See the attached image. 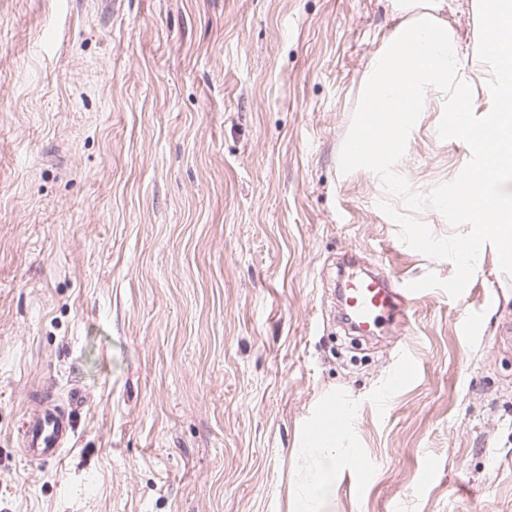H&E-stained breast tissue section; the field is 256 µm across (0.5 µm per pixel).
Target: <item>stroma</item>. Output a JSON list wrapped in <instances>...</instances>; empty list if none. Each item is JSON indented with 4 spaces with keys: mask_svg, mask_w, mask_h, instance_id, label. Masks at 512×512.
Masks as SVG:
<instances>
[{
    "mask_svg": "<svg viewBox=\"0 0 512 512\" xmlns=\"http://www.w3.org/2000/svg\"><path fill=\"white\" fill-rule=\"evenodd\" d=\"M448 22L483 91L470 0ZM395 25L386 0H0V512H292L333 399L372 466L323 459L322 512H512V264L489 244L463 279L447 249L468 147L435 100L387 174L344 163ZM347 252L431 285L354 365ZM75 387L71 451L27 461L28 405Z\"/></svg>",
    "mask_w": 512,
    "mask_h": 512,
    "instance_id": "1",
    "label": "stroma"
}]
</instances>
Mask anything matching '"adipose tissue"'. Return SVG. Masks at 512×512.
<instances>
[{
	"mask_svg": "<svg viewBox=\"0 0 512 512\" xmlns=\"http://www.w3.org/2000/svg\"><path fill=\"white\" fill-rule=\"evenodd\" d=\"M391 13L398 23L373 60L362 84V112H376L388 127L409 133L419 112L425 111L431 99L450 97L448 130L468 125L469 114L475 107L471 86L459 74L462 46L454 30L439 12L448 0H388ZM476 11L482 37L493 51L497 62L512 64V9L501 10L482 0ZM483 124L492 132L485 149L482 185L497 181L505 163H512V71L495 78L485 91L482 107ZM471 223L468 242L473 252H458L449 244L462 271L475 269L485 243L495 244L505 258L512 259V215L482 210L479 200H472L462 210ZM349 427L342 426L329 438L307 432L295 460L296 481L293 512H318L321 498L330 489L333 470L324 468L322 459L336 453L349 452Z\"/></svg>",
	"mask_w": 512,
	"mask_h": 512,
	"instance_id": "ef3b65f1",
	"label": "adipose tissue"
}]
</instances>
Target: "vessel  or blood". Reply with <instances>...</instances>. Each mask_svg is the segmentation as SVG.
I'll list each match as a JSON object with an SVG mask.
<instances>
[{"label": "vessel or blood", "mask_w": 512, "mask_h": 512, "mask_svg": "<svg viewBox=\"0 0 512 512\" xmlns=\"http://www.w3.org/2000/svg\"><path fill=\"white\" fill-rule=\"evenodd\" d=\"M427 288V283L419 279L395 284L352 269L341 274L339 283L346 320L362 336L376 335L383 322L392 317L397 318L400 325H407L414 301ZM21 437L30 460L54 462L70 448L74 426L65 408L47 393L34 399L28 408Z\"/></svg>", "instance_id": "b4317fda"}]
</instances>
